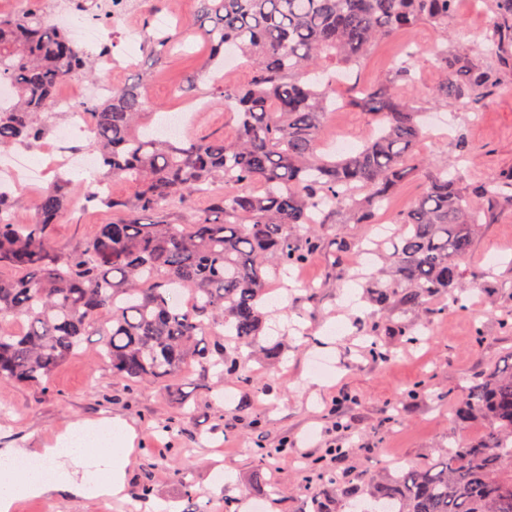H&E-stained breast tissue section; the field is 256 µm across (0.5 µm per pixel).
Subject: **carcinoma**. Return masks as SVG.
<instances>
[{
	"label": "carcinoma",
	"mask_w": 512,
	"mask_h": 512,
	"mask_svg": "<svg viewBox=\"0 0 512 512\" xmlns=\"http://www.w3.org/2000/svg\"><path fill=\"white\" fill-rule=\"evenodd\" d=\"M127 11L134 0H62L59 6L91 18ZM490 27L479 50H429L439 80L433 98L465 112L481 111L500 82L488 62L512 44V0H482ZM194 25L208 53L200 74L236 53L244 77L226 78L211 94L232 103L231 135L212 131L184 141L151 124L142 92L151 71L138 68L112 97L88 107L98 157L85 195L88 206L112 213L69 248L51 225L71 201L57 177L34 201L28 224L12 214L13 194L0 192V381L42 384L90 336L102 337L100 358L136 386L176 384L183 369L237 376L242 350L263 333L271 280H281L318 252L332 224H376L379 212L412 177L425 190L398 214L397 230L375 242L390 278L369 285L370 300L400 315L416 309L431 318L446 296L467 301L461 264L482 224H496L512 207V171L471 183L464 163L470 144L458 137L448 163L431 167L417 152L426 136L423 103L402 98L396 85L415 83L419 48L407 45L388 79L350 88L346 103L363 112L371 137L349 153L331 155L323 131L336 75L320 68L330 55L351 72L379 42L426 24L440 31L456 18L457 0H198ZM51 0L0 15V81L17 87L13 107L0 109V148L35 149L68 112L50 111V98L73 77L102 79L94 53L53 24ZM178 36H145L142 56L155 64ZM135 181L124 197L94 186ZM256 185L258 189L247 190ZM209 209L186 222L172 214L193 198ZM189 302L173 299L176 290ZM24 322L16 333L14 320ZM368 352L388 361L379 329L366 332ZM487 422L478 441L448 445L426 465H401L375 482L358 473L331 481L345 495L373 486L372 512H512V354L475 381L456 419Z\"/></svg>",
	"instance_id": "cac0c4a2"
}]
</instances>
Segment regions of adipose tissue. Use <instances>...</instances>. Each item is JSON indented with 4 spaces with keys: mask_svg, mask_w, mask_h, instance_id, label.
I'll return each instance as SVG.
<instances>
[{
    "mask_svg": "<svg viewBox=\"0 0 512 512\" xmlns=\"http://www.w3.org/2000/svg\"><path fill=\"white\" fill-rule=\"evenodd\" d=\"M103 425L110 434L95 446L80 442L85 426L77 422L58 437L56 446L0 448V512H10L13 503L25 497L106 499L119 494L135 434L119 419L104 420ZM36 457L51 461V468H24V460Z\"/></svg>",
    "mask_w": 512,
    "mask_h": 512,
    "instance_id": "obj_1",
    "label": "adipose tissue"
}]
</instances>
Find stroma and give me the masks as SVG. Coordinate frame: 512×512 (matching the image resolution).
<instances>
[{"label": "stroma", "mask_w": 512, "mask_h": 512, "mask_svg": "<svg viewBox=\"0 0 512 512\" xmlns=\"http://www.w3.org/2000/svg\"><path fill=\"white\" fill-rule=\"evenodd\" d=\"M458 14L447 34L424 24L381 44L360 64L359 78L373 82L389 74L408 41L428 47L479 40L486 23L471 12L470 0H458ZM203 52L195 29H184L182 46L148 85L159 115L168 114L178 80L190 73V57ZM416 73V83L398 93L418 97L428 112L454 114L455 132L474 146L465 164L468 179L486 181L512 170V84H504L484 112L463 118L455 106L430 100L437 74L428 56L419 57ZM371 234L367 224L334 225L294 280L272 281L269 323L259 346L244 350L239 379L207 378L193 368L171 389L158 383L130 388L99 359L100 339L92 336L46 387L0 381L2 448H39L47 433L67 423L104 418L125 420L136 434L121 495L63 503L30 497L18 500L14 512H224L228 504L235 512H311L319 490L307 470L311 460L323 459L333 474L367 469L384 476L393 461L422 464L448 442L480 438L484 421L461 426L453 413L472 381L512 353V219L481 226L463 265L469 300L459 308L437 298L446 312L414 345L397 335L395 315L351 286L362 260L359 245ZM340 238L347 249L337 250ZM307 280L317 282L316 292L304 288ZM374 323L395 358L381 361L365 351L363 331ZM328 324L340 329L330 341L321 337ZM273 343L284 357L278 366L265 359L264 348ZM395 401L401 412L390 424L387 410ZM256 418L263 428L253 427ZM340 422L348 432H337ZM260 443L270 450L264 474L275 486L262 499L251 492ZM339 443L347 453L327 455ZM227 472L233 475L228 482L222 479ZM187 481L196 499L184 497Z\"/></svg>", "instance_id": "stroma-1"}]
</instances>
